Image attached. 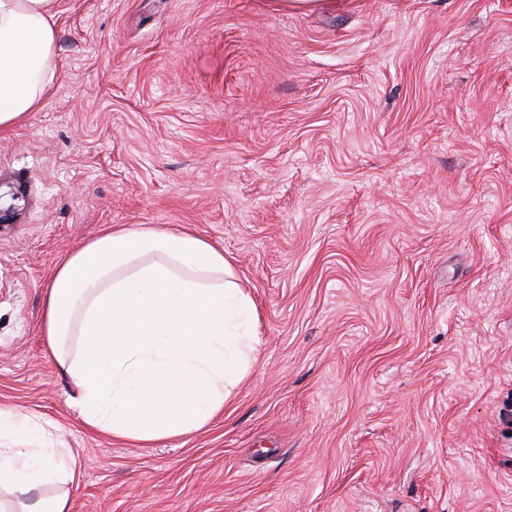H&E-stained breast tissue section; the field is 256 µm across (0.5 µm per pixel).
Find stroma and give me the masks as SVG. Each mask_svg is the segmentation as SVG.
Listing matches in <instances>:
<instances>
[{
	"label": "stroma",
	"instance_id": "35a3bbf8",
	"mask_svg": "<svg viewBox=\"0 0 512 512\" xmlns=\"http://www.w3.org/2000/svg\"><path fill=\"white\" fill-rule=\"evenodd\" d=\"M0 136V408L58 421L69 512H512V0H59ZM109 224L222 250L257 360L205 429L87 432L41 330ZM336 0H276L277 6L289 12L323 11L336 7Z\"/></svg>",
	"mask_w": 512,
	"mask_h": 512
}]
</instances>
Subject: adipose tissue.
Returning a JSON list of instances; mask_svg holds the SVG:
<instances>
[{
    "label": "adipose tissue",
    "mask_w": 512,
    "mask_h": 512,
    "mask_svg": "<svg viewBox=\"0 0 512 512\" xmlns=\"http://www.w3.org/2000/svg\"><path fill=\"white\" fill-rule=\"evenodd\" d=\"M58 0H0V131L52 80ZM254 305L223 251L187 231L117 224L68 255L45 293L42 334L85 427L140 443L197 431L224 411L259 350ZM58 422L0 409V489L31 512H68L75 459Z\"/></svg>",
    "instance_id": "ef3b65f1"
}]
</instances>
